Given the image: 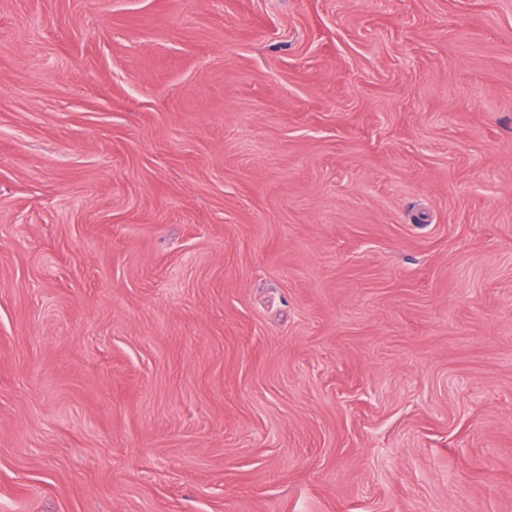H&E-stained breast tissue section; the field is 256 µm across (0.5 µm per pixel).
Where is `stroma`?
I'll use <instances>...</instances> for the list:
<instances>
[{"mask_svg": "<svg viewBox=\"0 0 512 512\" xmlns=\"http://www.w3.org/2000/svg\"><path fill=\"white\" fill-rule=\"evenodd\" d=\"M0 512H512V0H0Z\"/></svg>", "mask_w": 512, "mask_h": 512, "instance_id": "1", "label": "stroma"}]
</instances>
